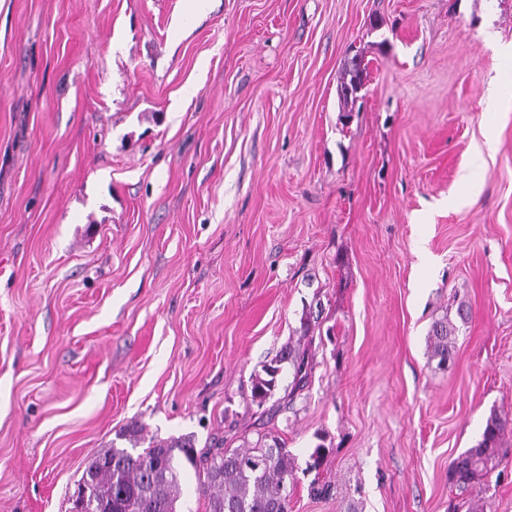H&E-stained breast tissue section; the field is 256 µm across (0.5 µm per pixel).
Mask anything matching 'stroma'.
<instances>
[{
	"label": "stroma",
	"mask_w": 512,
	"mask_h": 512,
	"mask_svg": "<svg viewBox=\"0 0 512 512\" xmlns=\"http://www.w3.org/2000/svg\"><path fill=\"white\" fill-rule=\"evenodd\" d=\"M506 46L512 0H0V512H70L134 421L277 437L290 512H512ZM363 72L364 70L361 68L359 58L353 57L348 62V68H346V73L350 78L341 85V94L344 101L356 98L357 94L362 90L364 86ZM455 328L453 324L448 321V317H444L435 321L429 332V347L431 349L432 357L438 359V365L445 367L448 364V359L451 355ZM283 364L292 365L295 387H299L307 378L308 364L306 363L305 352H300L291 346L285 347L277 358L262 365V374H258L255 378L252 397L258 405L263 404L272 395L278 383ZM507 420L494 414L486 422L480 440L473 448L460 454L452 463L449 478L465 493L488 482V461L499 455L501 434Z\"/></svg>",
	"instance_id": "stroma-1"
}]
</instances>
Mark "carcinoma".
<instances>
[{
    "label": "carcinoma",
    "instance_id": "carcinoma-1",
    "mask_svg": "<svg viewBox=\"0 0 512 512\" xmlns=\"http://www.w3.org/2000/svg\"><path fill=\"white\" fill-rule=\"evenodd\" d=\"M346 73L349 80L341 85V94L345 100L354 99L364 86L359 58L348 62ZM454 332L446 317L431 326L429 347L441 367L448 364ZM284 364L292 365L295 386L307 378L305 353L290 346L282 349L277 358L262 365V373L255 378L252 397L258 404L272 395ZM506 424L507 420L492 415L477 444L453 461L449 478L460 492L487 482V463L499 455ZM117 439L130 447L114 445L100 451L83 473L88 497L98 504L100 512H175L181 474L189 467L204 473L202 489L209 494V512H288L290 461L288 451L274 437L263 435L251 448L207 455L197 453L190 436L153 438L139 452L137 447L145 442V435L137 422L121 430Z\"/></svg>",
    "mask_w": 512,
    "mask_h": 512
}]
</instances>
